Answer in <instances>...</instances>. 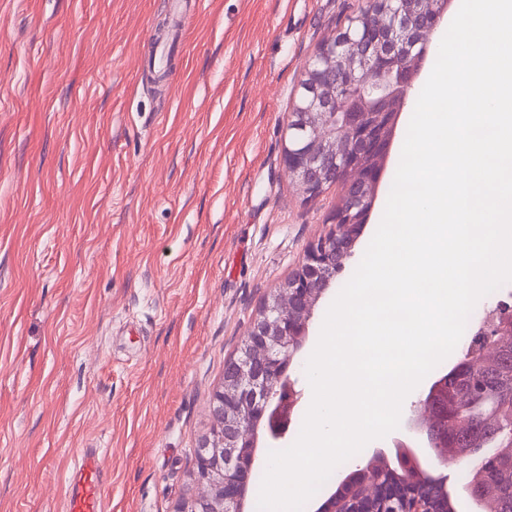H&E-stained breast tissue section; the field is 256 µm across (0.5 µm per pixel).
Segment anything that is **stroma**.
I'll use <instances>...</instances> for the list:
<instances>
[{
  "instance_id": "obj_1",
  "label": "stroma",
  "mask_w": 512,
  "mask_h": 512,
  "mask_svg": "<svg viewBox=\"0 0 512 512\" xmlns=\"http://www.w3.org/2000/svg\"><path fill=\"white\" fill-rule=\"evenodd\" d=\"M173 0H0V512H65L81 449L105 512H174L193 495L209 396L267 297L327 236L340 186L304 200L281 162L291 101L359 0H198L164 83L141 66ZM413 114L405 105L368 220L317 301L287 375L296 440L326 311L381 221ZM454 350L367 444L396 441L480 512L465 465L405 426Z\"/></svg>"
}]
</instances>
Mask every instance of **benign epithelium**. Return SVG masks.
I'll list each match as a JSON object with an SVG mask.
<instances>
[{
    "label": "benign epithelium",
    "instance_id": "1",
    "mask_svg": "<svg viewBox=\"0 0 512 512\" xmlns=\"http://www.w3.org/2000/svg\"><path fill=\"white\" fill-rule=\"evenodd\" d=\"M448 0H364L352 24L361 42L342 36L323 43L289 112L282 163L305 200L340 185L330 217L336 230L312 242L297 269L262 305L238 355L224 364L211 396L212 426L198 443L192 470L199 492L175 512H244L257 465V430L283 435L298 403L287 375L313 309L344 260L371 210L383 162L408 91L431 45ZM512 337V309L485 317L481 342ZM479 359L458 361L429 387L428 406L448 381ZM319 512H455L447 476L414 466L397 472L361 470L345 480Z\"/></svg>",
    "mask_w": 512,
    "mask_h": 512
}]
</instances>
